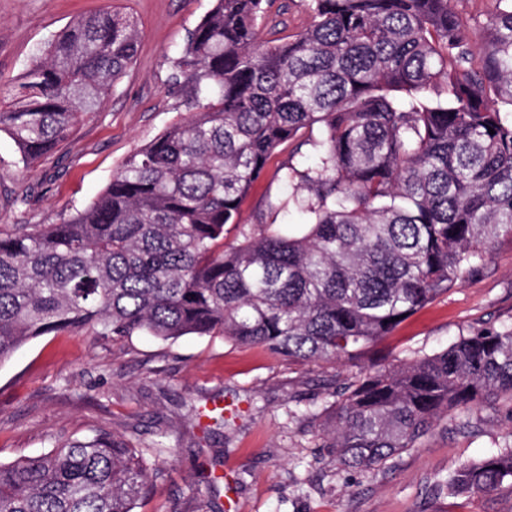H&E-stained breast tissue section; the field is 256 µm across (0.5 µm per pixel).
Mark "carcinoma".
Listing matches in <instances>:
<instances>
[{"instance_id": "carcinoma-1", "label": "carcinoma", "mask_w": 512, "mask_h": 512, "mask_svg": "<svg viewBox=\"0 0 512 512\" xmlns=\"http://www.w3.org/2000/svg\"><path fill=\"white\" fill-rule=\"evenodd\" d=\"M268 2L213 0L173 60L190 116L93 202L58 224L0 226V363L91 327L348 364L341 390L289 414L331 412L319 447L360 471L423 447L458 413L478 422L505 405L512 422V325L389 367L368 358L512 236V0H494L477 66L455 0H308L307 25L270 41ZM138 49L137 22L110 6L48 42L0 106L22 161L68 141ZM285 142L310 148L274 172L288 201L241 223ZM149 477L130 440L100 431L0 463V512H134ZM506 485L512 428L437 489Z\"/></svg>"}]
</instances>
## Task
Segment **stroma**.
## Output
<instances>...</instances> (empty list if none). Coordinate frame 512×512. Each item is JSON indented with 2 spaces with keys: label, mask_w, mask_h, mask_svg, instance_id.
<instances>
[{
  "label": "stroma",
  "mask_w": 512,
  "mask_h": 512,
  "mask_svg": "<svg viewBox=\"0 0 512 512\" xmlns=\"http://www.w3.org/2000/svg\"><path fill=\"white\" fill-rule=\"evenodd\" d=\"M212 0H0V101L37 49L74 19L109 6L138 23L139 52L99 110L54 153L24 165L0 132V225L56 224L103 192L125 158L188 118L171 60ZM287 191L270 176L241 205L253 224ZM512 324V237L501 236L483 271L404 320L381 344L387 359L433 353L473 329ZM351 373L292 363L262 346L220 336L174 341L100 336L93 329L38 337L0 365V462L48 452L99 431L138 449L165 440L136 512H512V488L436 495L434 484L495 449L511 425L485 414L441 421L424 447L372 473L342 468L314 438L322 420L289 410L321 401Z\"/></svg>",
  "instance_id": "35a3bbf8"
}]
</instances>
